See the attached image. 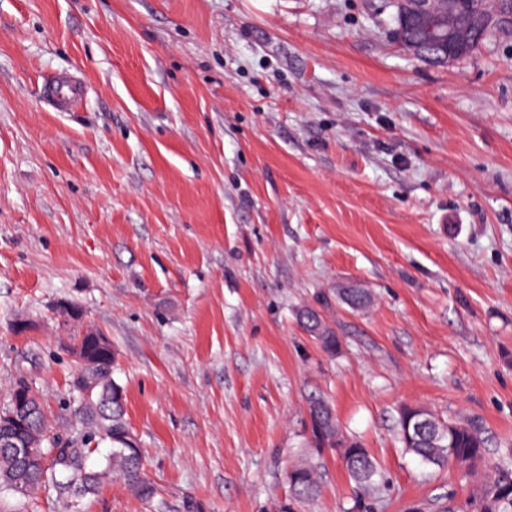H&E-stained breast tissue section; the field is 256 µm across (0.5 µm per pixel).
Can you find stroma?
<instances>
[{"label":"stroma","mask_w":512,"mask_h":512,"mask_svg":"<svg viewBox=\"0 0 512 512\" xmlns=\"http://www.w3.org/2000/svg\"><path fill=\"white\" fill-rule=\"evenodd\" d=\"M393 26L384 0H0V398L25 380L69 438L101 331L158 491L0 512H446L477 480L403 451L406 403L512 447V39L432 66ZM60 73L89 86L68 112L39 93ZM315 396L370 495L329 451L290 504ZM298 317L302 328L319 343L322 350L329 355H334L340 339L327 325L320 311L315 307H305L299 312Z\"/></svg>","instance_id":"1"}]
</instances>
